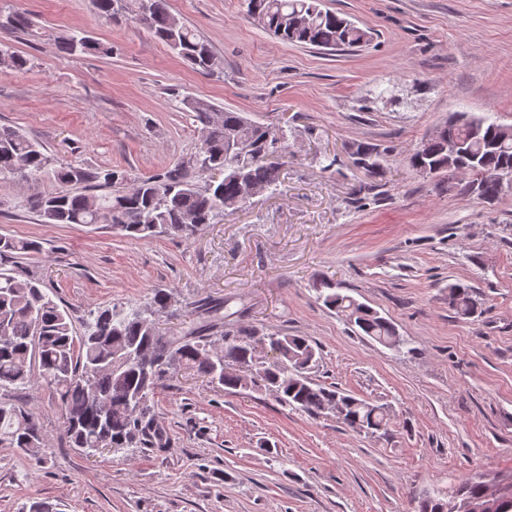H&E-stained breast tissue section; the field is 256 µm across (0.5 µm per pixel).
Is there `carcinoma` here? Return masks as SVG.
<instances>
[{"mask_svg": "<svg viewBox=\"0 0 512 512\" xmlns=\"http://www.w3.org/2000/svg\"><path fill=\"white\" fill-rule=\"evenodd\" d=\"M94 2L105 16L134 7L135 19L193 68L207 73L216 68L210 45L196 30L170 14L167 0ZM245 2L247 13L259 14V24L287 44L342 51L359 48L371 39L370 31L322 8V0ZM0 27L26 32L31 29V21L23 13L0 8ZM58 46L68 55H112V45L78 34L61 37ZM27 65V58L0 45L1 69L23 72ZM183 105L201 124L200 144L192 159L193 171L204 176L201 186L188 171L175 167L140 178L127 190L123 188L128 179L126 172L58 167L57 160L44 153L39 143L7 126H0V176L29 181L47 175L61 184L102 188L101 194L47 192L32 202V208L46 224H100L134 239L161 233L189 239L224 210L250 202L251 189L279 190L280 163L266 157L277 152L278 144L286 139L283 128L255 121L244 112L218 109L200 98H186ZM462 116L464 120L455 125V136L477 165L512 171V136L502 132L503 124L469 112ZM228 138L246 143L252 157L242 164L226 156L224 142ZM449 151L448 138L430 136L425 139L424 157L412 154L408 163L421 175L425 174L424 164L446 171ZM353 155L356 167L369 177L383 176L378 149L360 146ZM460 193L487 202L500 195L497 185L490 181L475 189L466 183ZM40 250L34 240L0 234V259H17ZM320 297L328 309L344 316L362 335L397 350L405 345L391 322L352 296L331 291ZM168 302L169 294L157 290L149 308L114 304L91 310L86 331L76 336L67 311L49 297L41 281L20 279L8 269L1 270L0 389L20 392L40 379L57 398L63 439L69 447L87 452L107 447L119 452L162 444L151 396L177 369L216 381L229 392L261 381L275 391L282 404L311 417L337 411L341 423L353 430L374 434L386 429L388 407L309 380L307 372L318 362L319 352L307 337L223 329L221 346L216 348L208 331L224 325L221 303L202 304L207 323L179 336H162L156 331L153 315L165 310ZM448 307L461 317H473L480 302L469 285L451 283ZM264 340L275 347L277 356L249 377L245 372L255 364L256 345ZM137 352L153 355L155 369L145 371L135 364L131 354ZM0 446L16 448L41 464L45 447L42 426L23 406L0 402ZM491 495L493 490L473 477L459 484L453 498L482 506ZM418 512H448V502L426 496L419 502Z\"/></svg>", "mask_w": 512, "mask_h": 512, "instance_id": "cac0c4a2", "label": "carcinoma"}]
</instances>
